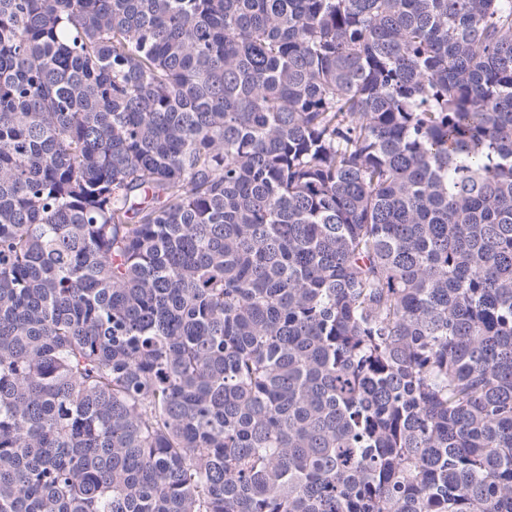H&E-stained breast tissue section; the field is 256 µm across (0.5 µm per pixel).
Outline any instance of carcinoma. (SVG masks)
<instances>
[{
	"instance_id": "obj_1",
	"label": "carcinoma",
	"mask_w": 512,
	"mask_h": 512,
	"mask_svg": "<svg viewBox=\"0 0 512 512\" xmlns=\"http://www.w3.org/2000/svg\"><path fill=\"white\" fill-rule=\"evenodd\" d=\"M0 512H512V0H0Z\"/></svg>"
}]
</instances>
